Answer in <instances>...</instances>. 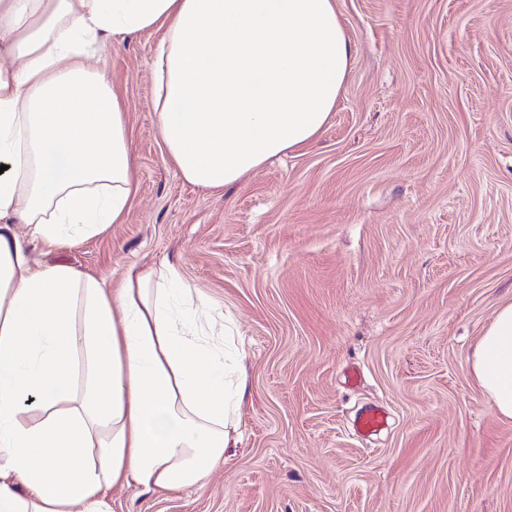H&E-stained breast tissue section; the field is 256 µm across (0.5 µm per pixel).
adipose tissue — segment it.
Segmentation results:
<instances>
[{"instance_id": "obj_1", "label": "adipose tissue", "mask_w": 512, "mask_h": 512, "mask_svg": "<svg viewBox=\"0 0 512 512\" xmlns=\"http://www.w3.org/2000/svg\"><path fill=\"white\" fill-rule=\"evenodd\" d=\"M153 28L161 139L207 189L315 141L352 59L336 0H0V512L201 486L240 440L245 380L177 267L38 266L15 232L54 249L124 223L128 128L96 56ZM470 368L512 421V302Z\"/></svg>"}]
</instances>
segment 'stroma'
Wrapping results in <instances>:
<instances>
[{
  "label": "stroma",
  "mask_w": 512,
  "mask_h": 512,
  "mask_svg": "<svg viewBox=\"0 0 512 512\" xmlns=\"http://www.w3.org/2000/svg\"><path fill=\"white\" fill-rule=\"evenodd\" d=\"M352 63L322 135L218 190L157 131L163 30L98 68L127 112L124 223L35 262L177 266L246 373L244 441L204 486L110 491L111 512H512V421L468 359L512 300V0H336ZM358 369L357 384L346 373ZM378 406L387 428L355 419Z\"/></svg>",
  "instance_id": "stroma-1"
}]
</instances>
